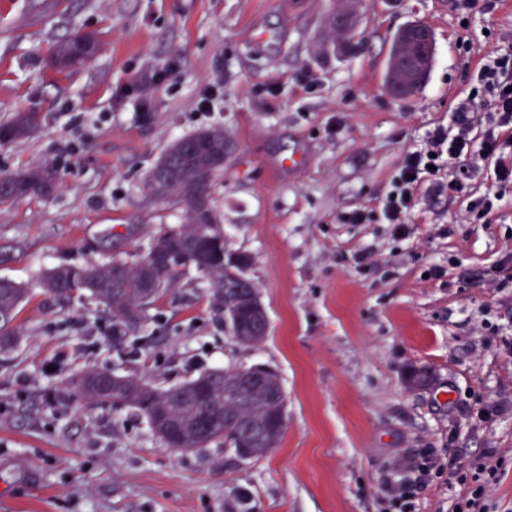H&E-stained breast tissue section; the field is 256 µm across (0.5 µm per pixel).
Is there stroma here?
Here are the masks:
<instances>
[{"instance_id":"1","label":"stroma","mask_w":512,"mask_h":512,"mask_svg":"<svg viewBox=\"0 0 512 512\" xmlns=\"http://www.w3.org/2000/svg\"><path fill=\"white\" fill-rule=\"evenodd\" d=\"M351 11L343 50L329 23ZM428 24L435 53L414 95L385 87L395 33ZM99 53L51 64L73 32ZM512 48V0H0V174L52 166L58 190L0 204V278L19 282L20 349L0 354V512H387L400 462L437 469L416 512H448L463 474L501 465L488 512H512V187L485 223L447 172L426 176L412 241L381 205L409 141L448 126L485 57ZM219 127L235 152L213 186L227 245L252 258L269 332L234 344L184 276L138 332L40 286L42 271L145 248L183 212L147 174L174 140ZM301 156L281 167L289 154ZM362 209L366 224H344ZM120 365L163 385L207 368L278 372L287 423L261 459L166 447L122 406L73 385ZM431 372L413 385L418 369ZM33 127V118L19 113L6 124H0V143L21 141L30 136Z\"/></svg>"}]
</instances>
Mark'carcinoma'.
<instances>
[{"mask_svg":"<svg viewBox=\"0 0 512 512\" xmlns=\"http://www.w3.org/2000/svg\"><path fill=\"white\" fill-rule=\"evenodd\" d=\"M98 52V42L91 34L77 33L56 46L55 61L59 69L67 71L91 60ZM33 118L18 114L11 121L0 124V143L21 141L30 136ZM209 144V153L197 154L178 151L179 142L172 143L163 157L170 158L165 167L155 166L148 176L152 194L159 200L174 204L186 216L184 224H161L151 236L147 248L137 254L134 261L108 260L104 263L85 262L55 267L44 272L42 285L59 300L71 293L91 303L112 317L113 338L122 339L127 331L148 319L143 308L146 289L157 293L151 304L166 296L176 281L186 275V266L209 272L205 283L212 289L213 300L222 308L234 303V298L213 292L224 281V246L215 241V224L219 215L213 205L211 188L221 168L211 166L210 156L224 152L228 138L222 129L200 131ZM57 188V175L49 166H33L24 170L0 174V203L12 202L32 196H45ZM177 254L184 258L183 267L159 263L154 256ZM24 299V289L12 279L0 278V350L10 351L19 341V332L12 326L18 308ZM238 315L242 320L238 328L250 331L263 321L246 300H239ZM218 369H207L183 383L163 388L154 387L152 399L155 410L182 425L192 433L196 420L203 418L213 430L214 438L202 444L223 446L232 439L236 424L229 414L254 427L247 441L250 457L260 459L278 447L284 428L280 426L281 405L276 398L281 388L274 375L263 385L244 383V370L227 369L224 380L213 383L214 407L201 411L197 400V385L203 378L217 374ZM117 372L109 369H90L77 378L78 387L91 401L101 404H119L143 413L141 406L144 377L122 375V381L112 384Z\"/></svg>","mask_w":512,"mask_h":512,"instance_id":"cac0c4a2","label":"carcinoma"}]
</instances>
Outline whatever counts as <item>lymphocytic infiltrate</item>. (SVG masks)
I'll return each mask as SVG.
<instances>
[{
	"label": "lymphocytic infiltrate",
	"instance_id": "obj_1",
	"mask_svg": "<svg viewBox=\"0 0 512 512\" xmlns=\"http://www.w3.org/2000/svg\"><path fill=\"white\" fill-rule=\"evenodd\" d=\"M479 84L483 104H476L471 96L460 100L452 129L435 128L424 145L406 149L381 208L396 236H409L423 176L442 158H464L475 169L493 163L496 182L512 185V160L505 158L506 152H512V52L489 60L480 71ZM434 467L428 456L401 464V478L389 487L398 512H415V501L429 486Z\"/></svg>",
	"mask_w": 512,
	"mask_h": 512
}]
</instances>
